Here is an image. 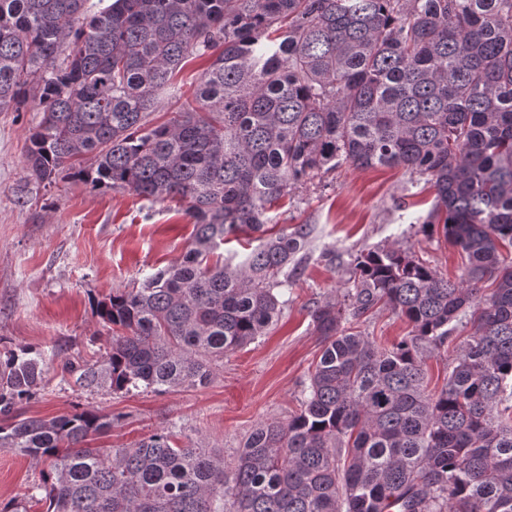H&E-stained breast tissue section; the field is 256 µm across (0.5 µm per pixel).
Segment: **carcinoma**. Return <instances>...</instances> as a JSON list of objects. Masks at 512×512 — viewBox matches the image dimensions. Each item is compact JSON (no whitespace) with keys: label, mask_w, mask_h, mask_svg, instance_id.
I'll return each mask as SVG.
<instances>
[{"label":"carcinoma","mask_w":512,"mask_h":512,"mask_svg":"<svg viewBox=\"0 0 512 512\" xmlns=\"http://www.w3.org/2000/svg\"><path fill=\"white\" fill-rule=\"evenodd\" d=\"M0 0V112L43 113L26 183L78 179L194 220L190 247L97 313L124 333L82 388L204 386L278 319L310 234L273 235L272 205L318 175L401 167L429 178L422 225L464 256L458 279L410 250L355 258L348 303L311 312L322 350L300 412L263 422L236 465L172 432L89 448L96 410L22 418L44 356L0 358V449L48 464L45 512H512V0ZM192 99L148 120L190 57ZM242 263L208 264L230 235ZM409 335L359 330L378 305ZM428 389L425 361L447 355Z\"/></svg>","instance_id":"obj_1"}]
</instances>
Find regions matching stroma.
I'll use <instances>...</instances> for the list:
<instances>
[{"mask_svg": "<svg viewBox=\"0 0 512 512\" xmlns=\"http://www.w3.org/2000/svg\"><path fill=\"white\" fill-rule=\"evenodd\" d=\"M207 65L204 58L187 60L174 91L159 95L153 123L170 117L178 89L197 83ZM41 118L34 110L0 112V353L33 347L49 357L34 397L20 407L23 416L50 419L77 406L115 415L110 431L89 437L90 447H129L166 428L178 444L220 450L232 467L257 424L284 422L299 411L322 348L310 312L345 300L360 252L394 245L415 252L440 276L452 280L461 272L458 250L420 227L434 205L424 177L402 168L344 166L292 190L272 209L276 226L311 228L302 270L277 325L215 363L208 385L167 393L80 388L66 364L100 360L120 332L98 317L97 302L141 287L178 261L192 242L193 220L168 199L151 203L72 180L46 189L26 185L29 132ZM41 480L40 465L0 450L1 504L15 500L42 512L29 501Z\"/></svg>", "mask_w": 512, "mask_h": 512, "instance_id": "35a3bbf8", "label": "stroma"}]
</instances>
